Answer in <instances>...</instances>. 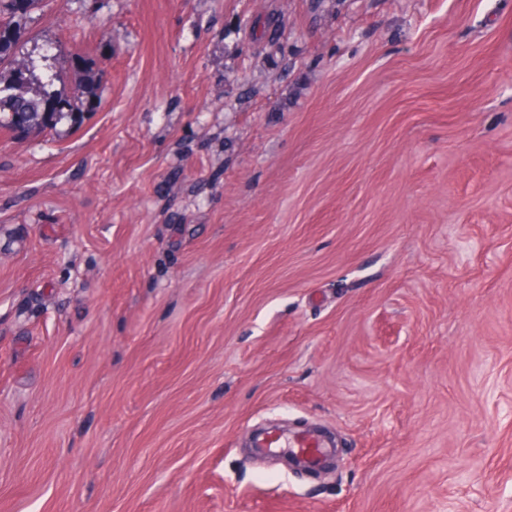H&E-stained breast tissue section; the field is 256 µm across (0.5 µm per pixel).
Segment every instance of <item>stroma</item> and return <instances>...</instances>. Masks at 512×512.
Returning a JSON list of instances; mask_svg holds the SVG:
<instances>
[{
	"instance_id": "1",
	"label": "stroma",
	"mask_w": 512,
	"mask_h": 512,
	"mask_svg": "<svg viewBox=\"0 0 512 512\" xmlns=\"http://www.w3.org/2000/svg\"><path fill=\"white\" fill-rule=\"evenodd\" d=\"M16 52L97 105L0 128V512H512V0H41ZM273 442L276 441L272 439L270 442H268V445ZM272 447L296 448L299 453L304 454L314 460L319 457L322 452L321 448H326V445L323 439L320 437L301 434L289 438L280 437L277 442L272 445Z\"/></svg>"
}]
</instances>
